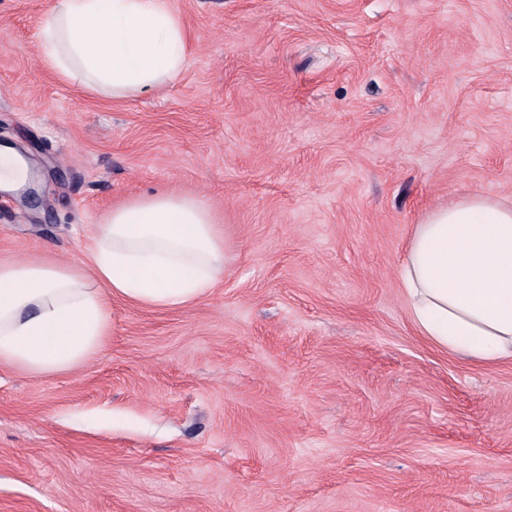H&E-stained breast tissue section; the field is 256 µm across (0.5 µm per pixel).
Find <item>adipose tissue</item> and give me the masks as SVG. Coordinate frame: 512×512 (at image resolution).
Returning <instances> with one entry per match:
<instances>
[{"mask_svg": "<svg viewBox=\"0 0 512 512\" xmlns=\"http://www.w3.org/2000/svg\"><path fill=\"white\" fill-rule=\"evenodd\" d=\"M37 39L47 70L94 94L138 93L188 64L187 32L169 0H56ZM230 259L199 197H131L98 224L89 267L0 262V365L69 372L104 346L114 302L195 304ZM400 281L415 328L436 347L478 365L512 362V204L477 192L430 211L413 229Z\"/></svg>", "mask_w": 512, "mask_h": 512, "instance_id": "adipose-tissue-1", "label": "adipose tissue"}]
</instances>
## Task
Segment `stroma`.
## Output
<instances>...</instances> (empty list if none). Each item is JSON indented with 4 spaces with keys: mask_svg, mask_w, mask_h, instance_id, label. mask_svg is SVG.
I'll return each mask as SVG.
<instances>
[{
    "mask_svg": "<svg viewBox=\"0 0 512 512\" xmlns=\"http://www.w3.org/2000/svg\"><path fill=\"white\" fill-rule=\"evenodd\" d=\"M53 0H0V260L83 264L100 218L198 195L234 259L119 305L82 366L0 367V512H512V365L413 325L414 224L512 203V0H171L190 63L97 96L44 69ZM29 167L24 157L11 146L0 148V190L22 188L28 180Z\"/></svg>",
    "mask_w": 512,
    "mask_h": 512,
    "instance_id": "1",
    "label": "stroma"
}]
</instances>
